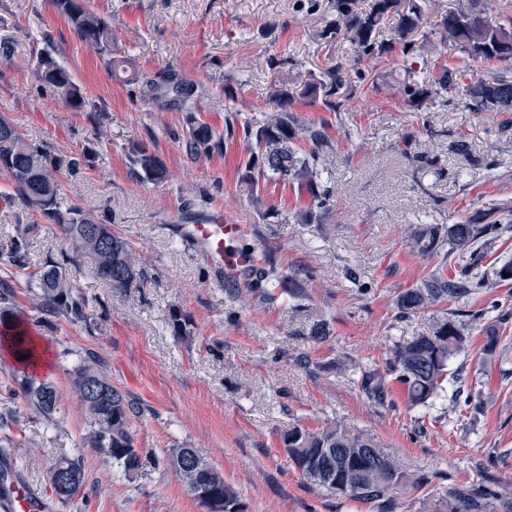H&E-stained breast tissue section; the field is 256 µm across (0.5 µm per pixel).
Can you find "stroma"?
Returning <instances> with one entry per match:
<instances>
[{"instance_id": "obj_1", "label": "stroma", "mask_w": 512, "mask_h": 512, "mask_svg": "<svg viewBox=\"0 0 512 512\" xmlns=\"http://www.w3.org/2000/svg\"><path fill=\"white\" fill-rule=\"evenodd\" d=\"M332 2L91 0L112 27L114 50L143 78L172 69L195 83L196 114L217 130L230 112L264 111L274 84L288 89L300 120L325 124L333 147L321 177L334 197L329 214L304 223L298 214L310 200L292 187L268 183L264 210L251 205L239 182L249 158L242 136L223 153L190 159L180 107L146 101L140 82L112 79L50 0H0V118L58 159L89 152L78 169H63L64 196L109 222L149 262L147 280L126 292L90 273L78 276L79 291L105 320L103 331L42 315L27 276L59 257L65 238L21 202L0 203V241L20 231L29 240L25 269L11 281L15 309L49 347L47 373L60 407L51 422L36 414L14 394L15 367L0 357V443L9 442L21 480L46 497L51 467L81 457L86 494L69 512H201L161 464L184 443L205 451L246 512H433L448 494L512 483V280L497 277L512 262V111L472 112L454 94L444 105H408L403 72L391 60L356 61L350 43L323 37L335 17ZM45 52L69 71L82 109L35 81ZM338 64L350 89L337 95V110L303 97L305 82ZM461 137L465 156L451 149ZM136 144L165 165V183L134 177ZM424 151L435 163L421 160ZM216 211L245 225L241 246L297 274L301 299L279 293L270 300L254 284H224L220 270L178 232ZM468 219L503 230L477 251L449 255L445 272L486 280V288L399 317L397 293L420 285L437 264L412 251L404 225ZM175 308L188 319V339L172 333ZM450 312L471 320L432 405L410 407L393 378L386 404L368 399L362 371H386L394 345ZM321 319L331 335L316 342L308 331ZM491 338L490 356L484 347ZM90 354L143 409L134 420L135 447L149 464L137 474L125 475L83 445L86 425L69 374ZM336 418L432 482L390 490L376 502L311 487L288 465L282 438Z\"/></svg>"}]
</instances>
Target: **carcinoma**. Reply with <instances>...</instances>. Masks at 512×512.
I'll return each mask as SVG.
<instances>
[{
  "label": "carcinoma",
  "instance_id": "cac0c4a2",
  "mask_svg": "<svg viewBox=\"0 0 512 512\" xmlns=\"http://www.w3.org/2000/svg\"><path fill=\"white\" fill-rule=\"evenodd\" d=\"M429 2L373 0L369 8L362 9L355 0H336V22L327 36L349 42L359 59H383L397 50L402 57L410 58L452 41L473 65L497 61L512 66V26L491 18L488 0H468L457 10L441 15L427 30ZM51 4L72 26L82 43L99 55L112 77L131 82L140 80L131 62L114 53L112 27L91 9L88 0H51ZM389 21L395 24L397 37L385 42L379 36ZM421 30L424 31L422 40L413 39L412 35ZM342 70V65L338 64L323 77L309 82L306 96L320 97L328 107L336 108L333 96L343 89ZM460 77V70L444 68L440 77L429 84L402 82L401 93L408 104L417 107L428 100L444 104L445 96L455 91L464 106L474 112L512 110V81L499 79L490 84L477 78L463 84ZM35 78L41 85L53 89L68 105L81 106L79 88L69 72L52 58H40ZM142 84L147 100L178 104L184 108L188 127L184 149L193 159L222 151L224 142L234 138L236 128H241L249 158L240 174V184L253 206L263 207L261 184L276 180L294 186L310 197L311 209L306 213L307 218L321 216L329 210L333 191L322 183L320 168L331 141L323 124L298 120L291 109L292 99L287 89L270 88L269 113L263 120H247L236 125L230 119L222 135L188 108L196 95L195 85L180 78L175 71L146 79ZM131 156L139 180L156 184L166 180V167L146 148L132 147ZM0 170L7 171L13 181V191L0 193V200L10 205L18 199L41 212L60 225L68 243L62 261L47 265L29 280L38 306L91 332L101 329L92 313L90 299L76 291L74 273L83 272L87 266L97 279L117 291H126L140 287L145 281L144 256L124 238L114 234L112 225L96 220L77 206L66 204L62 200L61 164L47 147L28 141L14 124L3 119H0ZM97 226L108 231L105 247L92 244L86 249L77 248L75 242ZM501 230L499 224L461 223L444 228L409 224L405 234L414 251L423 256H435L446 247L451 252L471 249L480 240L493 237ZM28 245L26 234L18 233L0 243V259L21 268ZM260 282L264 288L269 285L279 287L292 298L302 294L296 279L279 274L271 260L261 270ZM481 287L483 282L479 280L448 278L443 268L438 267L430 271L420 286L398 292L394 303L398 313L415 315ZM11 297L9 291L0 292V343H10L16 357L26 355L25 359L17 361L14 382L34 410L52 421L58 412L57 392L48 377L37 375L32 368L38 355L37 347L30 337L29 327L17 319ZM169 322L174 336L182 339L188 335L186 318L179 310L170 312ZM464 342V328L452 314L436 320L428 333L394 347L390 371L405 387L411 406H427L439 395L448 375V362L461 351ZM361 387L368 399L379 405L385 404L387 392L380 373L364 374ZM70 388L89 414L85 418L84 446L111 461L126 475L143 469L147 461L135 448L133 430L140 409L125 393L112 386L101 364L92 357L81 360L70 372ZM282 444L288 461L307 482L336 496L379 501L393 486L418 484L428 479L425 474H412L403 460L382 451L372 438L349 436L347 425L341 419L327 423L318 432L297 426L288 431ZM166 464L191 492L203 512H245L237 492L224 482V475L201 449L181 445L172 449ZM57 466L62 468L67 482L55 496L61 504L68 505L84 485L82 460L63 458ZM504 498L512 499V484L488 489L477 498L450 495L436 512H489L491 501Z\"/></svg>",
  "mask_w": 512,
  "mask_h": 512
}]
</instances>
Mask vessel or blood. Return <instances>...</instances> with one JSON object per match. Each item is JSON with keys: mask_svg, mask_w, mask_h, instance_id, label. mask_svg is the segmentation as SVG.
<instances>
[{"mask_svg": "<svg viewBox=\"0 0 512 512\" xmlns=\"http://www.w3.org/2000/svg\"><path fill=\"white\" fill-rule=\"evenodd\" d=\"M245 228L225 222L223 214L180 227L182 237L193 244L205 260L220 269L225 282L236 284L253 272L257 259L253 250L239 247ZM49 502L23 484H16L7 512H51Z\"/></svg>", "mask_w": 512, "mask_h": 512, "instance_id": "obj_1", "label": "vessel or blood"}]
</instances>
